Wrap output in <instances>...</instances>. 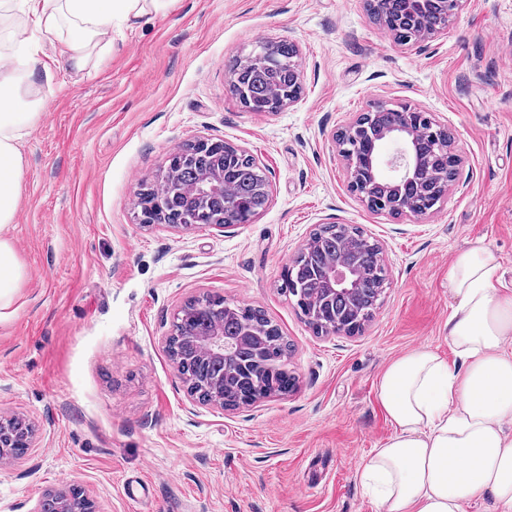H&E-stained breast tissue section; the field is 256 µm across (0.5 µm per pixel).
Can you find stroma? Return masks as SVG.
<instances>
[{"instance_id":"35a3bbf8","label":"stroma","mask_w":512,"mask_h":512,"mask_svg":"<svg viewBox=\"0 0 512 512\" xmlns=\"http://www.w3.org/2000/svg\"><path fill=\"white\" fill-rule=\"evenodd\" d=\"M31 35L53 75L23 139L11 231L26 276L0 310V416L33 425L28 457L0 462V512H33L80 481L99 512H376L358 471L393 433L375 382L427 346L449 364L448 267L482 241L512 286V0H465L441 34L400 46L365 0H175L112 31L69 68L61 40ZM296 43L299 100L246 111L228 65L257 42ZM447 128L457 188L417 219L375 214L348 186L333 134L370 101ZM251 154L270 198L224 230L141 221L176 145ZM360 227L388 285L352 336L315 335L280 293L319 225ZM261 306L291 347L296 389L226 410L187 392L167 352L189 300Z\"/></svg>"}]
</instances>
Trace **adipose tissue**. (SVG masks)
<instances>
[{"label":"adipose tissue","mask_w":512,"mask_h":512,"mask_svg":"<svg viewBox=\"0 0 512 512\" xmlns=\"http://www.w3.org/2000/svg\"><path fill=\"white\" fill-rule=\"evenodd\" d=\"M173 2L0 0V18L19 8L45 34L64 35L67 61L79 71L110 44L113 28L131 26L146 5ZM30 25L0 31L9 45L0 52V310L23 277L8 237L23 175L19 145L44 105ZM500 267L478 242L448 270V338L461 368L424 346L393 360L378 380L394 433L359 470L378 512H465L467 500L488 494L500 512H512V289L496 287Z\"/></svg>","instance_id":"obj_1"}]
</instances>
